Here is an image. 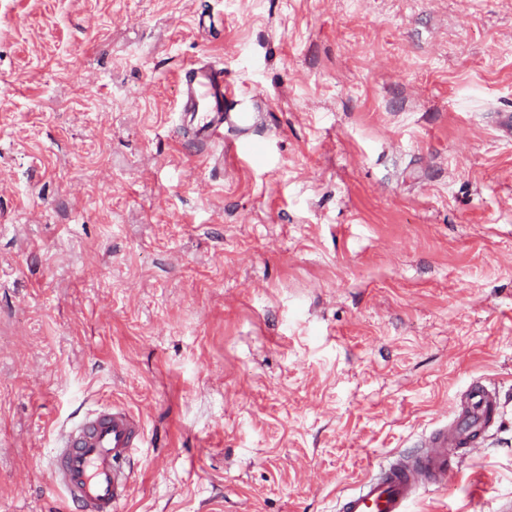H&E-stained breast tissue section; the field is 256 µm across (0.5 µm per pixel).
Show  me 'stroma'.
Masks as SVG:
<instances>
[{"instance_id":"obj_1","label":"stroma","mask_w":512,"mask_h":512,"mask_svg":"<svg viewBox=\"0 0 512 512\" xmlns=\"http://www.w3.org/2000/svg\"><path fill=\"white\" fill-rule=\"evenodd\" d=\"M223 69L250 146L183 130ZM512 0H0V512L140 417L123 512H336L476 380L413 512L512 501Z\"/></svg>"}]
</instances>
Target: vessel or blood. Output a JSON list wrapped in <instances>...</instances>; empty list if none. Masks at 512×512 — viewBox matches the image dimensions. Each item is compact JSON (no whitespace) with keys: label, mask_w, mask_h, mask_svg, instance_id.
Masks as SVG:
<instances>
[{"label":"vessel or blood","mask_w":512,"mask_h":512,"mask_svg":"<svg viewBox=\"0 0 512 512\" xmlns=\"http://www.w3.org/2000/svg\"><path fill=\"white\" fill-rule=\"evenodd\" d=\"M183 86L184 127L198 142L223 140L228 126L250 132L251 113L224 109L230 89L223 69L187 71ZM501 414L495 391L471 385L452 423L431 433L418 453L394 457L370 471L338 497L337 512H410L422 489L445 484L452 449L470 443L471 433L489 427ZM141 437L137 420L117 406L63 427L51 468L63 502L80 512H120L131 487L130 457Z\"/></svg>","instance_id":"obj_1"}]
</instances>
